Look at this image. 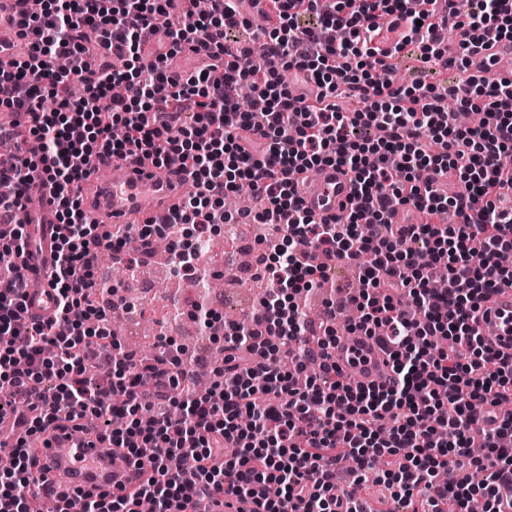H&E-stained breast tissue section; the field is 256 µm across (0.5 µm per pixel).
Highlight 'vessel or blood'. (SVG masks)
<instances>
[{"label": "vessel or blood", "mask_w": 512, "mask_h": 512, "mask_svg": "<svg viewBox=\"0 0 512 512\" xmlns=\"http://www.w3.org/2000/svg\"><path fill=\"white\" fill-rule=\"evenodd\" d=\"M18 32H5L0 27V67L9 69L18 58L14 49ZM97 165L103 178H90L83 195L85 219L91 224L141 223L169 216L183 207L192 186L181 174L171 171L154 175L148 165L135 160L99 157ZM351 195V184L342 168L326 165L315 177L304 178L298 187L302 207L316 218L340 214ZM28 230L36 239L35 248L16 254L15 264L28 273L26 309L28 316L42 318L54 312L49 270L55 238L59 230L52 206L40 202L30 210ZM492 326L489 343L501 352L512 354V286L503 285L486 302L477 315L476 330ZM336 360L353 382L388 384L391 369L385 361L375 337L358 331L338 337ZM51 475L62 486L109 485L124 479L128 469L113 462L111 449L90 445L88 437L76 433L61 436L50 451Z\"/></svg>", "instance_id": "obj_1"}]
</instances>
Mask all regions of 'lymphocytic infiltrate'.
<instances>
[{
	"instance_id": "obj_1",
	"label": "lymphocytic infiltrate",
	"mask_w": 512,
	"mask_h": 512,
	"mask_svg": "<svg viewBox=\"0 0 512 512\" xmlns=\"http://www.w3.org/2000/svg\"><path fill=\"white\" fill-rule=\"evenodd\" d=\"M439 1L420 11L414 0H266L256 47L230 37L247 22L240 0H44L39 13L21 12L23 51L13 68H0V108L36 147L16 141L0 161V252L28 246L36 170L53 190L62 234L50 270L53 318L27 316L21 268L0 275V335L22 341L0 348V406L25 408L24 435L0 473V512H36L53 495L33 443L82 431L88 417L102 421L101 438L134 472L110 487H73L57 512L74 498L82 512H138L147 499L158 512H361L337 496L338 467L361 479L375 474L407 512H498V486L512 481V446L501 444L512 438V412L498 411L512 403V355L483 341L473 313L512 284L499 262L512 250V182L498 174L512 149V79L452 89L458 109L482 115L461 129L438 109L444 96L434 87L396 85L376 38L395 18L403 42L438 63L451 27L468 59L512 43V0H443V11ZM177 10L181 25L145 46L144 32ZM306 13L318 17L317 29L299 25ZM200 48L207 61L172 77L169 58ZM284 68L300 74L302 93L282 81ZM244 84L264 100L261 115L241 109ZM341 98L354 110L341 111ZM362 128L382 135L359 136ZM101 151L159 166L179 157L195 190L162 224L86 223L78 186L96 174ZM333 163L349 175L354 203L319 220L301 207L295 176ZM448 176L463 187L452 198L439 190ZM238 191L263 199V210L225 213V195ZM400 203L421 210L424 222L394 223ZM251 220L279 238L259 258L267 295L235 323L195 303L196 322L224 332L211 361L215 385L197 393L184 349L147 360L113 335L108 312L126 298L98 280L99 259L122 254L123 272L135 275L156 237L184 269L201 258L197 225L216 231ZM364 253L373 261L361 267L350 302L362 328L382 335L388 386L344 382L334 328L309 334L295 300L328 283L335 262ZM439 267L448 286L438 294L429 283ZM402 296L419 320L399 308ZM289 348L298 351L296 369L314 364L320 375L295 386L279 365ZM104 363L109 382L91 386Z\"/></svg>"
}]
</instances>
